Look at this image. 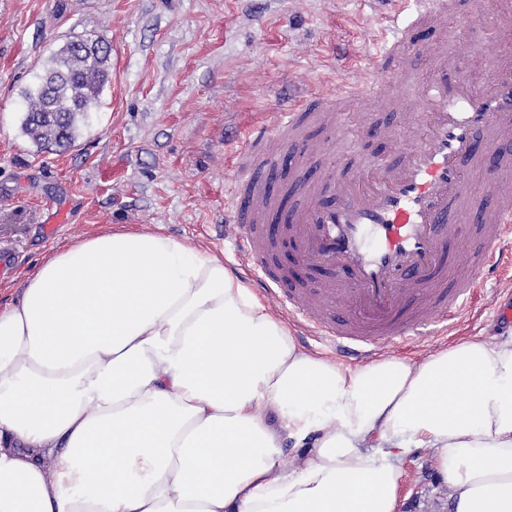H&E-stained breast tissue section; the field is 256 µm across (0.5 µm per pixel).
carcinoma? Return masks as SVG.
<instances>
[{
  "label": "carcinoma",
  "instance_id": "1",
  "mask_svg": "<svg viewBox=\"0 0 512 512\" xmlns=\"http://www.w3.org/2000/svg\"><path fill=\"white\" fill-rule=\"evenodd\" d=\"M110 51L98 40L69 41L54 52L25 94L23 130L38 145L71 148L79 123L96 107L109 81Z\"/></svg>",
  "mask_w": 512,
  "mask_h": 512
}]
</instances>
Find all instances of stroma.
I'll use <instances>...</instances> for the list:
<instances>
[{
  "mask_svg": "<svg viewBox=\"0 0 512 512\" xmlns=\"http://www.w3.org/2000/svg\"><path fill=\"white\" fill-rule=\"evenodd\" d=\"M444 30L419 29L423 78L442 51L468 78L485 52L512 47V0L504 15L479 22L472 0H456ZM368 0H0V246L20 251L0 276V307L26 273L71 241L112 228L163 231L224 250V185L237 172L235 145L273 118L282 100L333 89L371 137L341 140L319 127L314 144L348 158L390 156L406 112H390L360 84H389L373 64L386 36ZM102 40L111 74L98 106L69 151L33 143L23 132L24 96L52 51L77 37ZM61 223L59 233L47 227ZM476 302L447 330L384 344L419 361L467 336H511L496 310L512 298V271L487 274ZM401 512H452L447 479L417 448L406 459Z\"/></svg>",
  "mask_w": 512,
  "mask_h": 512,
  "instance_id": "obj_1",
  "label": "stroma"
}]
</instances>
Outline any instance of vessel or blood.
Masks as SVG:
<instances>
[{
    "label": "vessel or blood",
    "mask_w": 512,
    "mask_h": 512,
    "mask_svg": "<svg viewBox=\"0 0 512 512\" xmlns=\"http://www.w3.org/2000/svg\"><path fill=\"white\" fill-rule=\"evenodd\" d=\"M415 2L411 24L392 26L377 67L421 113L416 142L388 158H363L351 171L322 155L318 179H293L291 202L282 205L253 167L280 179L284 149L309 150V123L360 129L327 91L309 96L303 108L282 103L271 123L240 145L242 163L224 186V221L238 228L229 244L251 259L256 283L317 341L356 359L459 313L486 271L501 265V244L512 237V155L491 157L512 132V50L481 57L480 86L453 61L415 77L409 62L422 50L411 31L438 28L450 6ZM474 170L481 181L471 178ZM463 236L472 237L473 249L450 260V245ZM284 244L306 267L325 270L316 291L286 285L273 262Z\"/></svg>",
    "instance_id": "b4317fda"
}]
</instances>
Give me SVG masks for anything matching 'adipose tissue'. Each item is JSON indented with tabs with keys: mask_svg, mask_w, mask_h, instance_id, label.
<instances>
[{
	"mask_svg": "<svg viewBox=\"0 0 512 512\" xmlns=\"http://www.w3.org/2000/svg\"><path fill=\"white\" fill-rule=\"evenodd\" d=\"M414 448L453 512H512V336L344 367L223 255L124 228L0 309V512H399Z\"/></svg>",
	"mask_w": 512,
	"mask_h": 512,
	"instance_id": "1",
	"label": "adipose tissue"
}]
</instances>
